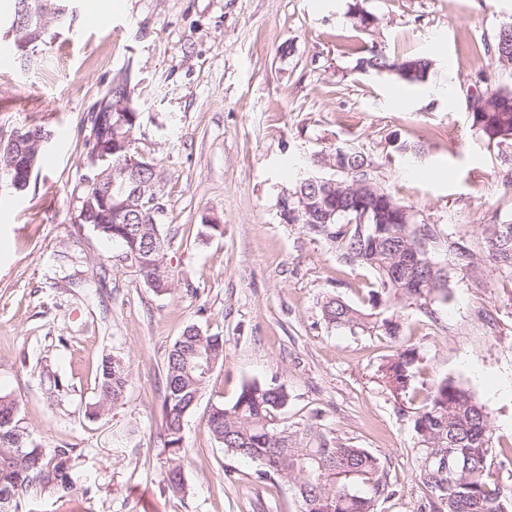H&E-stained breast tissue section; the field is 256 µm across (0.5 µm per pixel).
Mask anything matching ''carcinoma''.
<instances>
[{"label":"carcinoma","instance_id":"obj_1","mask_svg":"<svg viewBox=\"0 0 512 512\" xmlns=\"http://www.w3.org/2000/svg\"><path fill=\"white\" fill-rule=\"evenodd\" d=\"M29 3L34 11L27 16L21 35L37 32L42 40L20 54L23 68L50 34L47 23L52 7L70 0ZM467 51L511 67L512 28L507 34L499 30L493 41L470 46ZM359 64L375 73L388 74L397 68L398 79L416 84L426 81L432 61L421 56L391 57L374 47ZM479 82L483 83V97L480 108L469 113L471 127L486 144L499 147L512 140V88L488 84L483 77ZM106 98L112 113L91 114L84 149L88 155L95 152L108 140L109 128L118 130L122 138L112 140V155L103 165L115 170L112 194H128L136 183L153 178L154 171L144 167L126 172L122 167L125 156H135L132 119L140 118L131 105L127 82L112 81ZM26 132L37 165L40 148L36 142L47 136V131L41 125H30ZM314 165L320 170L339 166L326 180L342 183V192L300 180L295 192L312 198L313 206L291 215L292 221L303 224L308 233L336 243L345 263L367 268L376 278L366 308L332 297L323 306L324 317L351 331L396 339L403 324L398 304L423 308L438 296L445 302L451 299L448 273L435 266L430 256L440 241V230L416 217L407 222L402 219L399 208L403 204L377 184L376 165L363 152L338 145ZM84 183L79 223L119 246L115 263L139 272L155 290H168L161 224L153 221L146 209L116 216L97 195L90 176H85ZM482 235L485 258L512 272V237L503 236L500 224L484 225ZM198 353H209L223 362L224 337L189 326L168 352L164 446L175 456L184 449V420L196 408L208 382L194 369ZM415 360L416 355L405 350L385 366L383 376L392 391L408 388ZM129 373V365L121 358L102 362L97 399L86 409L88 417L97 419L121 403ZM288 400V392L281 386L247 382L233 404L211 407L206 417L208 434L225 452L259 461V477H277L293 484L301 498V512H372L374 498L389 489L380 458L365 448L334 441L310 425L295 429L280 424L279 415ZM414 428L420 447L426 449L434 465L431 512H512V494H507L496 478L497 470L512 466V446H492L490 412L469 390L452 379L438 382L423 398ZM49 468L58 497L74 494L66 452L57 450L50 456L34 444L21 425L16 399L0 394V512H19L21 502L44 483Z\"/></svg>","mask_w":512,"mask_h":512}]
</instances>
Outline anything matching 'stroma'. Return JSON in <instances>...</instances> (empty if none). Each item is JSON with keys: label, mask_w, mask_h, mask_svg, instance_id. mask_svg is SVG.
Masks as SVG:
<instances>
[{"label": "stroma", "mask_w": 512, "mask_h": 512, "mask_svg": "<svg viewBox=\"0 0 512 512\" xmlns=\"http://www.w3.org/2000/svg\"><path fill=\"white\" fill-rule=\"evenodd\" d=\"M375 17L370 28L350 15ZM21 69L0 0V134L50 130L21 192L0 184V391L19 401L46 451L69 453L76 492L44 484L19 512H300L295 488L258 478L205 429L243 383L285 386L282 416L380 457L390 493L374 512H425L429 463L414 429L419 400L391 393L382 368L416 349L417 392L451 378L491 412L493 446H512V276L483 254L482 227L512 223V146L471 127L477 77L512 87V70L471 54L512 22V0H76ZM427 55L426 82L357 69L371 46ZM141 114L136 152L151 160L171 283L159 293L114 265L115 244L79 223L90 116L112 79ZM419 144L396 153L394 140ZM339 145L377 164V183L442 243L450 303L404 307L400 342L325 321L336 296L363 305L374 278L281 216L294 166ZM220 237L203 233L208 220ZM474 255L460 268L454 244ZM223 336L224 361L185 419V450L162 443L164 366L189 326ZM130 366L123 402L85 415L106 355ZM183 492L166 481L171 461Z\"/></svg>", "instance_id": "obj_1"}]
</instances>
